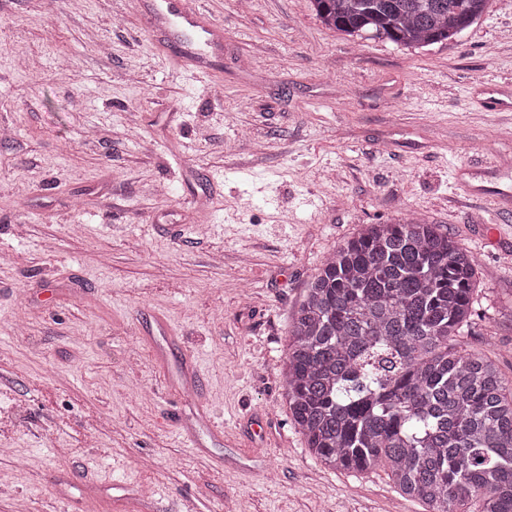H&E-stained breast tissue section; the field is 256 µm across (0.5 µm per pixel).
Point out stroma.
I'll return each mask as SVG.
<instances>
[{
    "label": "stroma",
    "mask_w": 512,
    "mask_h": 512,
    "mask_svg": "<svg viewBox=\"0 0 512 512\" xmlns=\"http://www.w3.org/2000/svg\"><path fill=\"white\" fill-rule=\"evenodd\" d=\"M200 9L202 73L139 0H0V512H425L310 453L288 324L339 244L414 214L477 257L464 343L512 381V0L426 47L313 0Z\"/></svg>",
    "instance_id": "1"
}]
</instances>
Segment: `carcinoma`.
<instances>
[{"label":"carcinoma","instance_id":"carcinoma-1","mask_svg":"<svg viewBox=\"0 0 512 512\" xmlns=\"http://www.w3.org/2000/svg\"><path fill=\"white\" fill-rule=\"evenodd\" d=\"M488 0H314L349 36L451 40ZM477 258L439 226L397 218L338 245L288 328V415L333 470H389L426 512H512V383L460 346Z\"/></svg>","mask_w":512,"mask_h":512}]
</instances>
